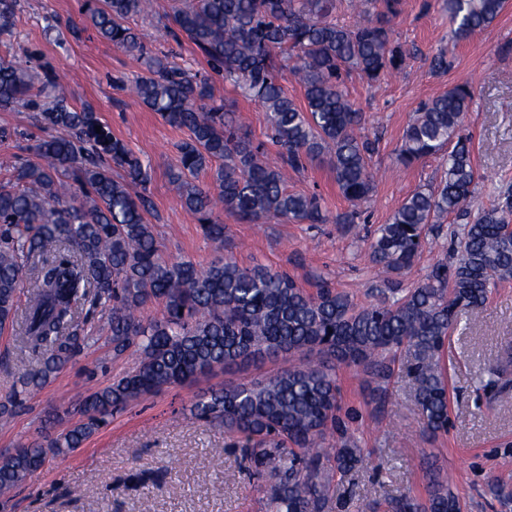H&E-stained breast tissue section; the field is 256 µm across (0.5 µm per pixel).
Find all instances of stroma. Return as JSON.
<instances>
[{
  "label": "stroma",
  "mask_w": 512,
  "mask_h": 512,
  "mask_svg": "<svg viewBox=\"0 0 512 512\" xmlns=\"http://www.w3.org/2000/svg\"><path fill=\"white\" fill-rule=\"evenodd\" d=\"M153 2L151 13L134 20L151 52L204 69L197 48L174 35V0ZM84 9V0H19L11 34L0 36V59L60 75L71 104H91L113 137L148 165L147 193L153 203L148 220L166 259L205 267L230 256L243 266L260 263L287 272L310 291L325 281L357 304L376 301L381 283L370 251L375 229L413 191L437 184L444 171L437 156L398 165L403 133L422 103L462 82L473 92L462 127L472 139L478 173L472 203L489 205L512 185V4L491 28L455 43L448 36L445 0H404L390 22L394 39L408 51L403 72L374 84L354 73L346 83L350 100L365 116V135L376 142L372 195L347 201L329 166L314 164L289 172L288 188L320 195L329 223H242L226 214L224 241L215 244L184 209L169 180L187 130L167 124L129 91L141 66L101 39ZM441 51L450 62L445 71L433 67ZM210 83L244 132L264 143L266 159L275 160L277 149L266 141L265 110L220 75H211ZM0 128L12 133L0 141V186L9 187L16 166L34 160L35 141L55 131L40 126L35 112L21 105L0 110ZM346 212L354 213V223H336V216ZM460 230L450 220L427 230L417 261L397 275V282L405 288L422 283L431 267L450 254ZM507 348L512 349V283L492 293L479 320L460 316L449 336L444 354L448 431L435 437L426 433L414 401L405 370L409 348L400 349L395 371L385 381L360 367H340L342 406L357 412L350 427L371 457L353 484L337 491L332 512H385L389 499L421 492L431 469L453 475L452 490L463 512H512V389L491 402L476 390L480 373L497 364ZM138 358L132 349L113 358L111 348L101 343L85 350L47 385L25 396L19 413L0 420V453L66 431L80 418L79 401ZM100 361L104 371L87 376L85 367ZM293 362L289 356L235 368L139 400L80 448L50 459L10 493L1 512H265L264 488L247 474L234 438L223 427L194 418L189 408L210 389L262 380Z\"/></svg>",
  "instance_id": "stroma-1"
}]
</instances>
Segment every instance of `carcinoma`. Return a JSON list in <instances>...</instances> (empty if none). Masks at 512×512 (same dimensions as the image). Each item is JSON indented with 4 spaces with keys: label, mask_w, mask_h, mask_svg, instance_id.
Listing matches in <instances>:
<instances>
[{
    "label": "carcinoma",
    "mask_w": 512,
    "mask_h": 512,
    "mask_svg": "<svg viewBox=\"0 0 512 512\" xmlns=\"http://www.w3.org/2000/svg\"><path fill=\"white\" fill-rule=\"evenodd\" d=\"M151 2L87 0L86 17L103 39L144 64L132 85L140 103L188 131L171 183L183 207L200 216L208 239L224 241L218 206L249 223H326L318 195L287 186V171L318 161L330 166L346 200L372 193L375 147L357 134L363 115L348 98L345 78L357 72L376 83L403 67L406 51L386 26L402 0H357L359 20L352 25L333 19L334 0H187L174 9L175 25L211 70L269 113V139L279 157L271 163L214 97L208 77L147 52L145 34L130 20ZM505 3L446 0L451 38L460 42L488 29ZM15 6L16 0H0V35ZM288 60L302 105L280 83ZM19 102L67 135L36 141L32 150L42 162L21 164L18 188L0 189V334L25 301L17 388L0 403V415H12L22 395L101 340L115 358L131 348L139 358L81 400L80 419L65 433L1 455V493L49 458L81 447L147 395L288 355L299 363L260 382L226 383L193 406L197 419L224 426L236 439L249 474L263 482L265 512H330L336 481L363 464L367 450L341 417V365L387 380L398 350L408 346L407 373L426 428L433 435L447 431L442 358L448 335L461 312L478 314L496 288L512 281V190L469 210L477 171L471 138L459 134L472 104L468 85L423 103L407 126L397 161L408 166L446 149L444 178L409 195L378 227L370 248L381 273L400 274L417 259L426 226L450 217L463 224L458 246L423 283L403 289L389 280L379 302L366 307L326 282L309 292L286 272L244 267L232 257L206 267L165 260L147 219L150 176L94 108L69 105L58 79L0 60V108ZM114 166L123 175L114 177ZM207 171L203 187L197 179ZM90 298L107 313L103 338L80 315ZM153 304L162 317L146 321L142 310ZM388 509L461 512V504L449 480L433 474L422 493L394 498Z\"/></svg>",
    "instance_id": "cac0c4a2"
}]
</instances>
